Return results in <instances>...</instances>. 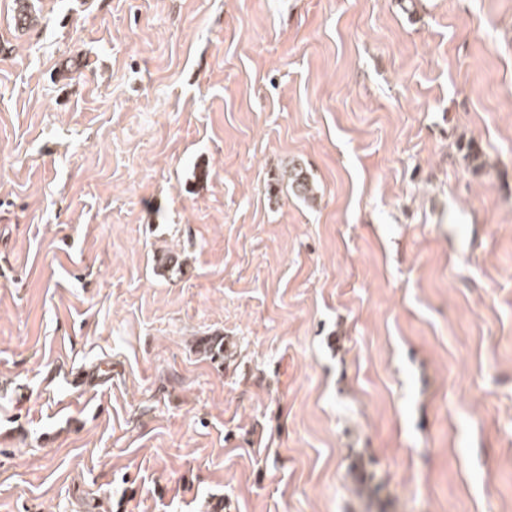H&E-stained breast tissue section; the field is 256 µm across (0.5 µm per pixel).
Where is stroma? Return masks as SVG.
<instances>
[{"instance_id":"35a3bbf8","label":"stroma","mask_w":512,"mask_h":512,"mask_svg":"<svg viewBox=\"0 0 512 512\" xmlns=\"http://www.w3.org/2000/svg\"><path fill=\"white\" fill-rule=\"evenodd\" d=\"M27 5L0 512H512V0ZM287 177L288 186H290L293 193L302 198L310 199L314 196V186L309 180L307 173L301 167L293 166L284 171L281 175V180Z\"/></svg>"}]
</instances>
